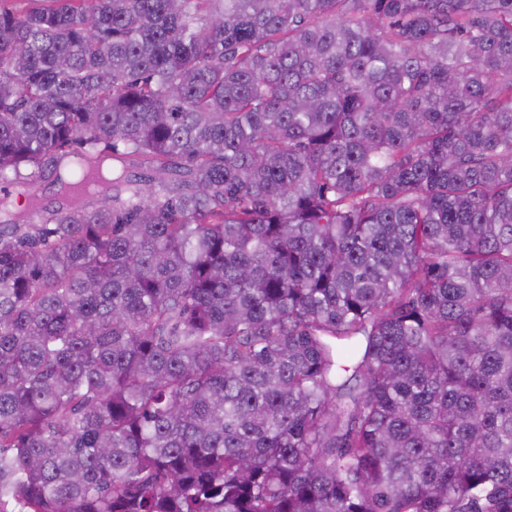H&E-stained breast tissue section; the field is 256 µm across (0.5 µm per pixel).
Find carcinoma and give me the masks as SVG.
Returning a JSON list of instances; mask_svg holds the SVG:
<instances>
[{
	"label": "carcinoma",
	"mask_w": 512,
	"mask_h": 512,
	"mask_svg": "<svg viewBox=\"0 0 512 512\" xmlns=\"http://www.w3.org/2000/svg\"><path fill=\"white\" fill-rule=\"evenodd\" d=\"M17 2L0 512H512V0Z\"/></svg>",
	"instance_id": "1"
}]
</instances>
